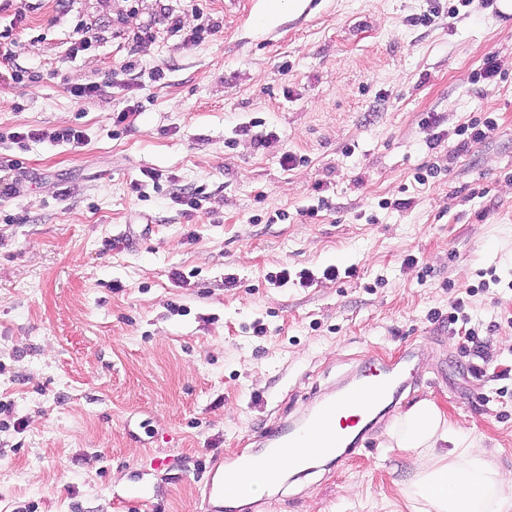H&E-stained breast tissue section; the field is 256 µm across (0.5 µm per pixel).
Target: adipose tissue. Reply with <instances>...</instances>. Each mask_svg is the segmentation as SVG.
I'll return each instance as SVG.
<instances>
[{"label":"adipose tissue","mask_w":512,"mask_h":512,"mask_svg":"<svg viewBox=\"0 0 512 512\" xmlns=\"http://www.w3.org/2000/svg\"><path fill=\"white\" fill-rule=\"evenodd\" d=\"M390 447L417 457L415 479L402 490L412 512H512V470L466 442L461 427L430 400L400 414L388 432Z\"/></svg>","instance_id":"adipose-tissue-1"}]
</instances>
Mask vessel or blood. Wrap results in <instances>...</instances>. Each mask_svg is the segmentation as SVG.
Returning <instances> with one entry per match:
<instances>
[{"mask_svg": "<svg viewBox=\"0 0 512 512\" xmlns=\"http://www.w3.org/2000/svg\"><path fill=\"white\" fill-rule=\"evenodd\" d=\"M399 379L394 368L368 361L341 385L337 395L316 397L303 415L265 427L258 435V452L244 458L236 453L214 458L207 468L204 512H224L225 503L243 499L255 472H264L270 487L281 486L284 473L270 465L276 457H289L294 471L304 474L312 454L332 458L341 449L353 453L351 435L396 394Z\"/></svg>", "mask_w": 512, "mask_h": 512, "instance_id": "obj_1", "label": "vessel or blood"}]
</instances>
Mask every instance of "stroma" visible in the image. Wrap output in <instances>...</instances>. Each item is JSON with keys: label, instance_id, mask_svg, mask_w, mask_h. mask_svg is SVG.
<instances>
[{"label": "stroma", "instance_id": "1", "mask_svg": "<svg viewBox=\"0 0 512 512\" xmlns=\"http://www.w3.org/2000/svg\"><path fill=\"white\" fill-rule=\"evenodd\" d=\"M458 2L202 0L198 17L184 0H0V53L22 67L0 76V161L18 164L0 172V512H203L213 455L413 350L396 412L433 400L512 470V18L483 0L449 15ZM166 8L218 30L160 32L120 74L126 37ZM111 73V99L73 96ZM484 118L490 138L458 136ZM67 127L82 148L12 137ZM461 295L469 347L448 321ZM390 424L247 512H411L417 461L387 447Z\"/></svg>", "mask_w": 512, "mask_h": 512}]
</instances>
